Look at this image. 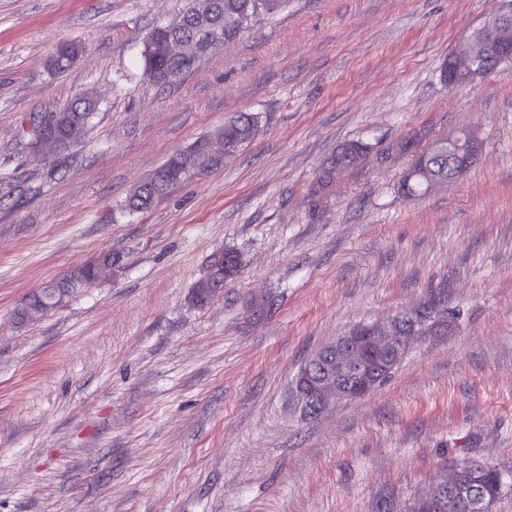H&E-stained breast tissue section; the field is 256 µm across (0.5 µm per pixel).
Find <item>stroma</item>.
I'll return each instance as SVG.
<instances>
[{"instance_id":"stroma-1","label":"stroma","mask_w":512,"mask_h":512,"mask_svg":"<svg viewBox=\"0 0 512 512\" xmlns=\"http://www.w3.org/2000/svg\"><path fill=\"white\" fill-rule=\"evenodd\" d=\"M501 0H288L175 84L145 40L186 0H0V512H414L464 461L512 512V64L448 86L441 67ZM82 52L66 72L61 44ZM99 100L53 164L30 116ZM255 138L145 211L131 190L239 113ZM473 129L460 178L408 198L419 148ZM348 140L370 153L327 181ZM244 266L190 303L210 256ZM103 251L100 283L26 326L32 291ZM364 397L307 414L295 379L354 325L428 301Z\"/></svg>"}]
</instances>
